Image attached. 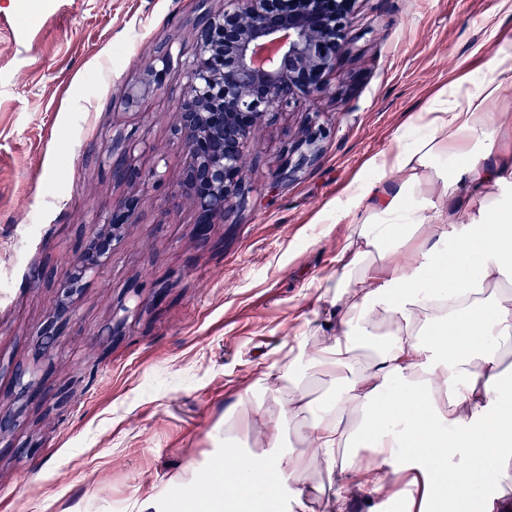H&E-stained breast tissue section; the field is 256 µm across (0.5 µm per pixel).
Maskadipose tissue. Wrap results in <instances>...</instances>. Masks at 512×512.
Instances as JSON below:
<instances>
[{
    "instance_id": "1",
    "label": "adipose tissue",
    "mask_w": 512,
    "mask_h": 512,
    "mask_svg": "<svg viewBox=\"0 0 512 512\" xmlns=\"http://www.w3.org/2000/svg\"><path fill=\"white\" fill-rule=\"evenodd\" d=\"M491 71L452 82L337 210L352 229L335 290L225 411L212 512H309L315 470L336 487L332 512L353 498L371 512H512V136L488 108L512 98V47Z\"/></svg>"
}]
</instances>
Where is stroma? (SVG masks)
Returning <instances> with one entry per match:
<instances>
[{
  "label": "stroma",
  "instance_id": "1",
  "mask_svg": "<svg viewBox=\"0 0 512 512\" xmlns=\"http://www.w3.org/2000/svg\"><path fill=\"white\" fill-rule=\"evenodd\" d=\"M221 0H11L0 11V410L13 407L55 309L31 271L64 270L98 213L127 193L113 137L167 164L137 224L62 326V345L16 429L0 439V512H177L224 454V412L323 308L365 163L459 75L490 77L512 41L501 0H361L349 54L319 107L327 136L301 179L269 190L307 107L253 140L254 204L207 243L171 137L184 79L125 102L161 42L189 57ZM128 318L115 335L114 313Z\"/></svg>",
  "mask_w": 512,
  "mask_h": 512
}]
</instances>
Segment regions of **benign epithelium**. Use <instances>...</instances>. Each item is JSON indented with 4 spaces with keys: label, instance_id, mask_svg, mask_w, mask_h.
Here are the masks:
<instances>
[{
    "label": "benign epithelium",
    "instance_id": "1",
    "mask_svg": "<svg viewBox=\"0 0 512 512\" xmlns=\"http://www.w3.org/2000/svg\"><path fill=\"white\" fill-rule=\"evenodd\" d=\"M359 2L224 0L221 12L199 18L191 58L174 61L167 43L154 48L127 103L173 79H186L173 137L184 148L183 191L195 211L199 241L208 240L217 220L250 206L251 190L242 171L256 128L279 108L302 100L315 103L323 96L329 74L349 52L348 34ZM324 134L320 113H312L310 126L288 150L270 188L305 174L319 157ZM165 176L158 162L138 165L135 147L112 143L116 181L155 188ZM139 205L136 194L113 200L98 215L97 231L84 250L61 274L43 269L34 274L38 283L56 289V312L40 334L33 363L15 374L17 398L38 391L40 364L52 359L61 344L56 320L73 317L75 296L110 262L114 247L138 222Z\"/></svg>",
    "mask_w": 512,
    "mask_h": 512
}]
</instances>
